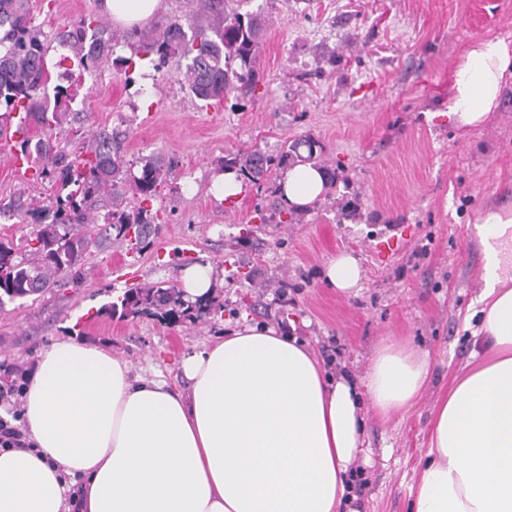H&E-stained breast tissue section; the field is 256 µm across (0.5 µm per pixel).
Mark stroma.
Returning a JSON list of instances; mask_svg holds the SVG:
<instances>
[{"instance_id":"obj_1","label":"stroma","mask_w":512,"mask_h":512,"mask_svg":"<svg viewBox=\"0 0 512 512\" xmlns=\"http://www.w3.org/2000/svg\"><path fill=\"white\" fill-rule=\"evenodd\" d=\"M240 8L266 17L263 81L242 107L199 108L176 71L144 61L129 77L108 64L85 76L87 92L68 111L95 127L128 120L126 159L175 162L151 203L159 229L140 257L112 243L88 256L79 285L5 302L0 366L32 372L42 350L71 336L179 387L184 354L249 322L290 328L331 371L360 376L387 338L405 337L429 353L430 381L390 418L363 405L356 494L361 512H409L433 406L483 349L477 223L512 208V77L481 127L449 124L448 99L473 40L512 39V0H241ZM98 12V0H32L49 35ZM331 53L335 68L320 69ZM305 137L320 143L336 182L293 223L259 220L283 207L275 181L229 201L214 195L224 156L276 153ZM396 234L399 247L378 259L375 244ZM343 253L362 268L349 295L322 279ZM197 264L212 266L223 315L171 324L106 313L126 288L179 282ZM126 266L135 278H120Z\"/></svg>"}]
</instances>
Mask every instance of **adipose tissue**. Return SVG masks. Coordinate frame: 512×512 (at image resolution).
Masks as SVG:
<instances>
[{"label":"adipose tissue","mask_w":512,"mask_h":512,"mask_svg":"<svg viewBox=\"0 0 512 512\" xmlns=\"http://www.w3.org/2000/svg\"><path fill=\"white\" fill-rule=\"evenodd\" d=\"M164 0H101L113 23L143 27ZM512 76V41L472 42L455 68L448 120L482 126ZM310 161L277 192L301 210L326 192ZM490 351L433 408L410 512H512V288L494 239L512 210L481 219ZM183 390L134 374L68 337L39 355L23 396L29 447L0 448V512H358L349 470L362 446V400L383 418L408 410L430 377L427 352L396 337L361 381L326 375L297 337L245 324L183 357Z\"/></svg>","instance_id":"adipose-tissue-1"}]
</instances>
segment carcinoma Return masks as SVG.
I'll return each mask as SVG.
<instances>
[{
    "mask_svg": "<svg viewBox=\"0 0 512 512\" xmlns=\"http://www.w3.org/2000/svg\"><path fill=\"white\" fill-rule=\"evenodd\" d=\"M266 21L262 13H242L229 7V0H197L193 14L175 18L148 34L119 31L93 15L80 18L56 31L53 40L35 24L31 0H0V137L12 119L17 152L35 166L33 180L50 186L47 203L36 204L20 194L8 208L31 220L25 252L13 241L0 238V305L40 295L68 279L84 276L87 257L106 241H118L140 253L156 232L157 213L144 203L157 197L174 168V162L157 158L134 169L125 159L123 143L130 126L100 127L88 134L82 120L63 128L68 113L61 106L75 99L86 73L106 62L129 73L133 57L150 58L154 70L171 63L185 65L182 76L190 94L203 106H221L232 99L255 96L260 79L256 61ZM62 50L59 59L48 61L51 42ZM123 45L131 56L115 55ZM78 75L68 85L54 87L55 107H49L48 84L52 69L72 60ZM41 136L33 135V131ZM317 160V142L307 139L286 144L277 154L261 150L223 157L216 173H236L244 186H257L277 169H285L301 157ZM224 310L223 303L209 295L192 302L175 283L161 282L146 288H131L120 304L108 307L110 314H146L175 321L201 320Z\"/></svg>",
    "mask_w": 512,
    "mask_h": 512,
    "instance_id": "cac0c4a2",
    "label": "carcinoma"
}]
</instances>
